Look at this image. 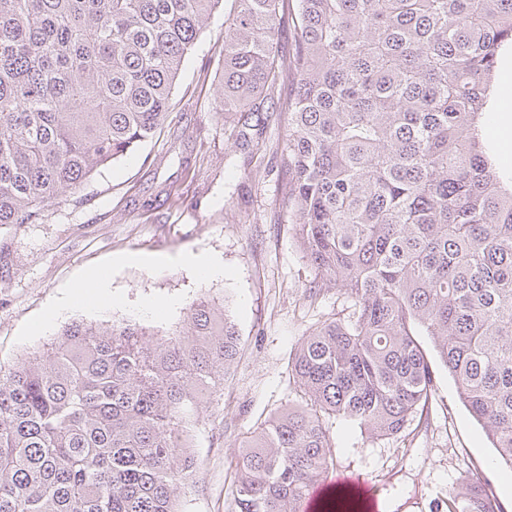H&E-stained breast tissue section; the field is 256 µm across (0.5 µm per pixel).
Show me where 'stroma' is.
Returning a JSON list of instances; mask_svg holds the SVG:
<instances>
[{"mask_svg":"<svg viewBox=\"0 0 512 512\" xmlns=\"http://www.w3.org/2000/svg\"><path fill=\"white\" fill-rule=\"evenodd\" d=\"M224 14L216 12L187 57L171 100V123L128 159L100 168L76 194L36 224L0 225V367L43 352L74 321H132L161 337L177 334L189 304L207 298L236 324L239 355L219 400L202 404L194 433L195 489L173 492L179 512H232L235 457L243 439L302 402L292 358L312 328L349 314L336 289L309 297L311 265L281 205L279 160L286 115L269 119L253 152L232 148L215 112ZM217 257L220 279L198 277L193 260ZM109 271L112 300L50 308L73 282ZM176 301L150 314L149 300ZM434 392L420 425L375 439L355 422L333 419L334 474L376 484L380 512H435L471 477L485 479L512 512V470L493 467L496 451L461 403L455 382L433 361Z\"/></svg>","mask_w":512,"mask_h":512,"instance_id":"obj_1","label":"stroma"}]
</instances>
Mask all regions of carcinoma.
I'll return each mask as SVG.
<instances>
[{
  "mask_svg": "<svg viewBox=\"0 0 512 512\" xmlns=\"http://www.w3.org/2000/svg\"><path fill=\"white\" fill-rule=\"evenodd\" d=\"M222 2L0 0V225L42 220L162 131ZM231 2L217 111L241 151L264 141L268 109L288 113L281 201L309 294L333 286L353 307L292 360L310 407L242 441L235 512H300L332 459L326 419L390 438L423 415L421 334L512 470V175L482 141L512 0ZM238 352L236 325L205 301L165 340L135 323L65 326L50 352L0 370V512H178L199 403ZM443 510L503 512L478 478Z\"/></svg>",
  "mask_w": 512,
  "mask_h": 512,
  "instance_id": "cac0c4a2",
  "label": "carcinoma"
}]
</instances>
